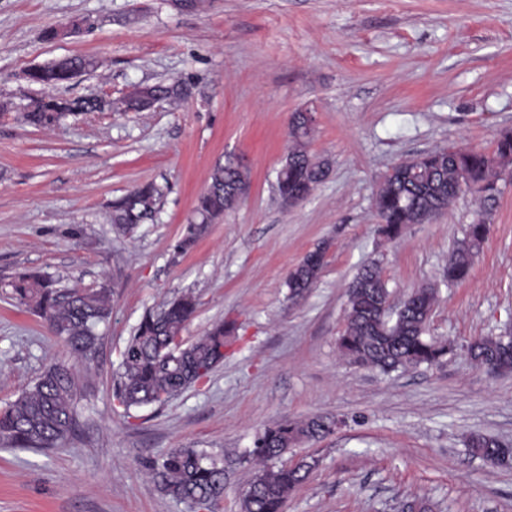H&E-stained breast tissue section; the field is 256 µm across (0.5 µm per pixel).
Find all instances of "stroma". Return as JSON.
I'll list each match as a JSON object with an SVG mask.
<instances>
[{
    "mask_svg": "<svg viewBox=\"0 0 512 512\" xmlns=\"http://www.w3.org/2000/svg\"><path fill=\"white\" fill-rule=\"evenodd\" d=\"M61 23L73 33L47 38ZM74 55L103 66L50 91L28 80ZM174 81L192 95L149 112H89L51 128L21 119L49 93L117 97ZM300 110L314 115L309 150L329 171L286 207L275 172ZM505 129L512 0H0V281L35 269L112 292L88 360L0 293V406L64 362L76 366L80 410L62 447L0 445V512H185L145 467L173 448L224 456V494L209 512H241L256 467L237 457L266 425L316 415L343 424L283 456L314 464L287 512H397L412 500L433 512H512V468L484 465L465 443L472 432L512 442V373L474 367L464 351L512 325V168L459 283L444 270L477 193L392 241L377 236L373 204L395 161L456 145L489 153ZM228 156L247 167L245 197L174 256ZM148 181L169 187L160 211L116 232L113 201ZM323 243L318 283L291 299V271ZM371 262L392 301L435 289L428 333L456 346L442 365L384 376L342 354L348 285ZM187 290L198 308L185 340L222 319L238 325L223 363L165 406L123 410L112 376L127 340L146 311Z\"/></svg>",
    "mask_w": 512,
    "mask_h": 512,
    "instance_id": "stroma-1",
    "label": "stroma"
}]
</instances>
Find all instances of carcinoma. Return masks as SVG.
<instances>
[{"mask_svg":"<svg viewBox=\"0 0 512 512\" xmlns=\"http://www.w3.org/2000/svg\"><path fill=\"white\" fill-rule=\"evenodd\" d=\"M98 66L99 60L93 56H69L33 69L29 78L53 88ZM183 86L182 82L138 84L116 100L112 110H140L145 93L179 98ZM97 110L99 105L93 98L47 96L35 101L23 119L31 126L47 127L68 115ZM312 130L313 120L302 112L293 113L288 152L276 171L281 198L311 194L327 174L328 162L315 158L308 150ZM511 165L512 130L500 132L491 153L453 147L395 162L374 195L379 217L377 233L393 240L404 226L423 224L448 209L464 190L481 193L484 206L457 242L445 270L450 282L466 280L491 224L492 212L487 204L499 193L502 170ZM247 189L248 174L239 161L227 158L216 165L207 188L197 199L193 219L174 246V255L188 251L210 224L238 204ZM166 193V186L153 181L136 187L112 203L110 223L119 233L133 232L158 212ZM321 271L322 266L315 263H299L288 277L290 296H304L315 286ZM5 287L9 288L8 298L42 318L75 357L87 359L96 353L101 339L97 328L112 315L108 288H60L51 276L33 269L17 272ZM408 298L409 303L402 309L389 312L385 309L389 291L377 266H363L348 290L346 327L337 340L342 353L353 364L386 375L408 367L441 363L453 348L445 341L425 336L435 302L434 290L414 289ZM196 309V297L184 292L142 317L122 351L113 381V400L125 410L163 406L207 379L223 363L226 338L236 335L237 326L230 320L218 321L185 345L181 333ZM466 351L479 366H492L500 373L512 372V348L502 347L493 338H475ZM77 392L75 367L65 363L50 365L29 390L0 408V442L22 450L62 446L79 426ZM335 428V418L320 415L304 421H276L261 430L254 447L242 457L244 462H258L263 467L255 471L244 493L241 512H285L290 493L304 481L312 465L302 461L294 466H275L272 461L292 446L320 439ZM468 450L482 461L494 452L500 466L512 461V446L491 436H470ZM148 470L162 493L189 510L205 508L224 494V459L203 449H171L150 461Z\"/></svg>","mask_w":512,"mask_h":512,"instance_id":"carcinoma-1","label":"carcinoma"}]
</instances>
